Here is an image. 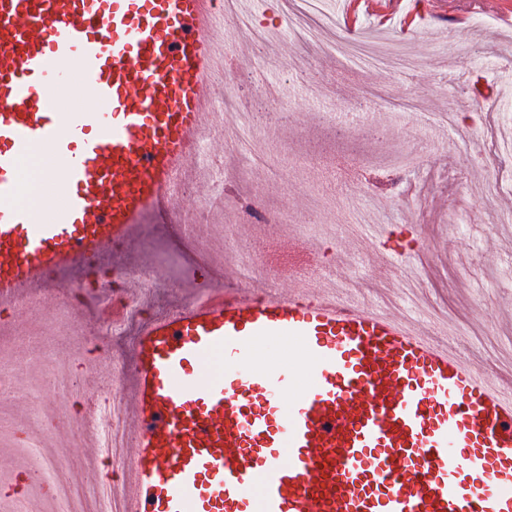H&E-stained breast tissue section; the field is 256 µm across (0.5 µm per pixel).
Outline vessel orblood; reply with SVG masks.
I'll return each mask as SVG.
<instances>
[{"mask_svg": "<svg viewBox=\"0 0 512 512\" xmlns=\"http://www.w3.org/2000/svg\"><path fill=\"white\" fill-rule=\"evenodd\" d=\"M219 5L0 0L1 300L168 205L216 110ZM75 71L93 111L58 109ZM38 149L63 197L45 219L14 202ZM195 288L133 347L127 512H512V389L449 341L333 294ZM290 339L291 369L254 365Z\"/></svg>", "mask_w": 512, "mask_h": 512, "instance_id": "obj_1", "label": "vessel or blood"}]
</instances>
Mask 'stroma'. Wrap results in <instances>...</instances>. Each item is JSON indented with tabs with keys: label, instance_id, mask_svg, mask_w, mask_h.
<instances>
[{
	"label": "stroma",
	"instance_id": "35a3bbf8",
	"mask_svg": "<svg viewBox=\"0 0 512 512\" xmlns=\"http://www.w3.org/2000/svg\"><path fill=\"white\" fill-rule=\"evenodd\" d=\"M243 16L225 14L224 124L240 126L239 147L209 151L224 166V192L189 193L100 261L55 278L41 309L4 312L0 356L41 383L32 357H67L74 380L93 362L75 342L90 321L109 319L103 285L120 289L126 273L157 269L145 317L170 312L192 296L194 270L236 283L240 258L258 259L283 293L306 280L280 271L281 258L315 256L320 280L357 288L367 304L403 312L428 333L454 337L467 359L491 375L512 372V192L485 202L484 183L512 174V0H446V10L404 15L387 42L409 60L395 71L352 73L335 42L345 20L322 0L303 23L322 45L287 37L300 0H245ZM279 32L261 45L249 30ZM494 109L480 112L476 100ZM273 216L242 224L240 204ZM76 284L79 309L66 311L56 287ZM16 448L0 457V512L30 486Z\"/></svg>",
	"mask_w": 512,
	"mask_h": 512
}]
</instances>
